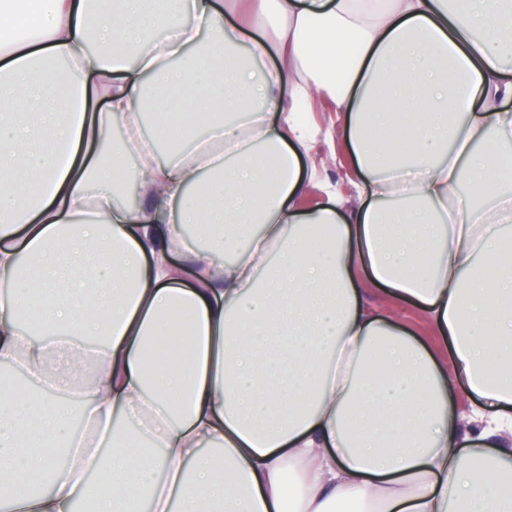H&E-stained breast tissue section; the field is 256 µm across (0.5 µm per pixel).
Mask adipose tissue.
Wrapping results in <instances>:
<instances>
[{
  "mask_svg": "<svg viewBox=\"0 0 512 512\" xmlns=\"http://www.w3.org/2000/svg\"><path fill=\"white\" fill-rule=\"evenodd\" d=\"M16 30L0 365L27 383L0 385V512H512V0H374L363 18L253 0L230 29L224 0H0V37ZM205 31L220 56L197 50ZM93 41L117 51L92 60ZM150 75L187 94L165 162L139 127L169 113L144 101ZM64 86L70 107L34 118ZM317 91L352 206L300 204ZM365 274L425 313L450 366L365 301Z\"/></svg>",
  "mask_w": 512,
  "mask_h": 512,
  "instance_id": "1",
  "label": "adipose tissue"
}]
</instances>
